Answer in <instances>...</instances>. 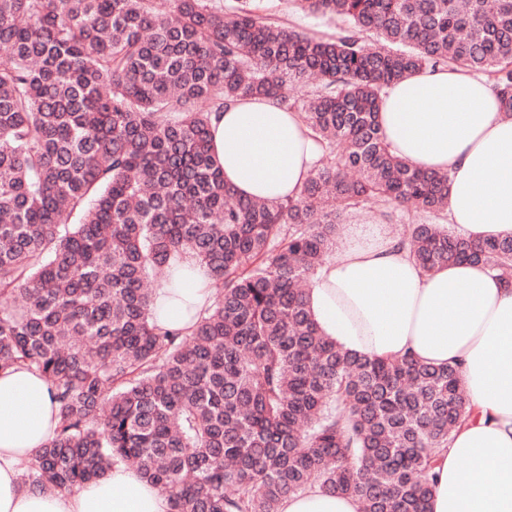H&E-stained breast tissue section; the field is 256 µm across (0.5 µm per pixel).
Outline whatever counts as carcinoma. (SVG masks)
<instances>
[{
	"instance_id": "cac0c4a2",
	"label": "carcinoma",
	"mask_w": 512,
	"mask_h": 512,
	"mask_svg": "<svg viewBox=\"0 0 512 512\" xmlns=\"http://www.w3.org/2000/svg\"><path fill=\"white\" fill-rule=\"evenodd\" d=\"M252 2L0 0V372L39 373L58 405L23 484L70 491L121 463L173 512H278L313 484L428 512L472 414L458 370L339 349L306 285L365 202L446 219L448 174L390 152L381 94L464 65L512 116V0H290L339 20L330 38ZM258 96L321 147L294 200L241 199L215 165L211 113ZM402 237L426 273L483 263L512 283V238ZM187 256L215 294L182 333L152 320L150 283L182 287Z\"/></svg>"
}]
</instances>
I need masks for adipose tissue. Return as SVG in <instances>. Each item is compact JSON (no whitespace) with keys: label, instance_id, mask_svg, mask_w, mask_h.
<instances>
[{"label":"adipose tissue","instance_id":"1","mask_svg":"<svg viewBox=\"0 0 512 512\" xmlns=\"http://www.w3.org/2000/svg\"><path fill=\"white\" fill-rule=\"evenodd\" d=\"M379 120L392 154L448 174L456 234L475 243L512 237V117L484 77L458 65L415 71L385 89ZM209 130L225 184L244 197H298L319 156L300 113L272 98L226 103ZM350 234L308 290L320 332L361 356L457 367L472 415L439 457L429 510L512 512V286L480 263L424 272L385 224H355ZM211 295L199 267L179 292L154 288L150 310L158 325L185 329ZM55 425L53 392L38 374L0 373V512H173L123 465L68 492L22 489V459ZM279 512H360V502L312 485Z\"/></svg>","mask_w":512,"mask_h":512}]
</instances>
